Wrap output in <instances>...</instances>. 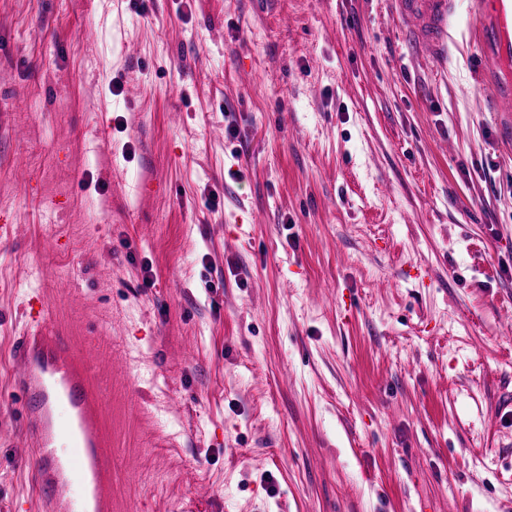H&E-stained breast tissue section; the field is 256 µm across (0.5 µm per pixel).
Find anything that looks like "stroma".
I'll use <instances>...</instances> for the list:
<instances>
[{
  "label": "stroma",
  "mask_w": 512,
  "mask_h": 512,
  "mask_svg": "<svg viewBox=\"0 0 512 512\" xmlns=\"http://www.w3.org/2000/svg\"><path fill=\"white\" fill-rule=\"evenodd\" d=\"M472 0H0L7 348L99 374L112 512H512V134ZM454 0H395V10L418 42L429 49L433 62L442 65L448 57V19Z\"/></svg>",
  "instance_id": "stroma-1"
}]
</instances>
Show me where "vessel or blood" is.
Segmentation results:
<instances>
[{
	"label": "vessel or blood",
	"instance_id": "b4317fda",
	"mask_svg": "<svg viewBox=\"0 0 512 512\" xmlns=\"http://www.w3.org/2000/svg\"><path fill=\"white\" fill-rule=\"evenodd\" d=\"M454 0H394L397 14L433 62L448 57V19ZM477 35L483 43V67L490 83V111L512 112V82L503 80L512 67V0H474ZM51 310L40 304L9 355L16 366L10 383L27 423L35 482L49 491L47 512H101L111 478L102 467L106 443L96 428L97 408L90 391L87 364L74 357L68 339L51 322ZM79 479L77 499L59 494L68 477Z\"/></svg>",
	"mask_w": 512,
	"mask_h": 512
}]
</instances>
